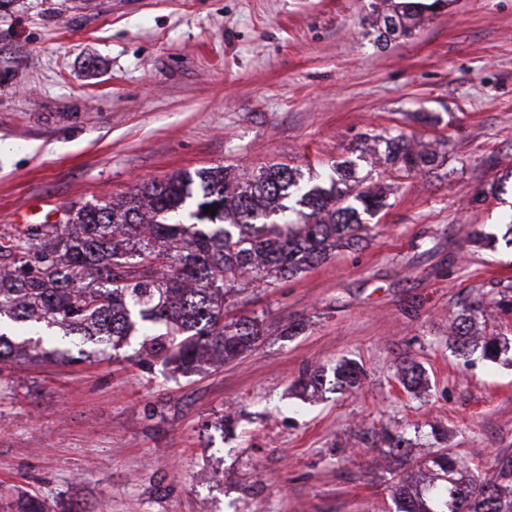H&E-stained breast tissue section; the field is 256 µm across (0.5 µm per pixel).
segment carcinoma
I'll return each instance as SVG.
<instances>
[{"instance_id":"obj_1","label":"carcinoma","mask_w":512,"mask_h":512,"mask_svg":"<svg viewBox=\"0 0 512 512\" xmlns=\"http://www.w3.org/2000/svg\"><path fill=\"white\" fill-rule=\"evenodd\" d=\"M426 8L402 0L383 17L385 33L409 31ZM387 161L412 173L434 166L437 154L406 142ZM336 170L339 179L328 187L302 186L301 174L282 164L246 180L224 166L183 171L71 209L64 229L38 224L1 242L11 266L0 269V365L104 355L137 331L141 360L182 374L237 358L263 336L264 320H224L229 299L273 275L290 278L370 233L361 215L377 212L383 197L342 166ZM206 206L216 214L204 213ZM481 309L478 303L460 317L456 341L465 343ZM333 376L354 388L361 371L344 361ZM383 442L388 453L432 474L422 492L396 485L397 512H505L500 481H512L511 464L481 480L446 448L418 462L404 434L388 431ZM15 512L52 510L26 496Z\"/></svg>"}]
</instances>
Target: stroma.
Returning a JSON list of instances; mask_svg holds the SVG:
<instances>
[{"mask_svg": "<svg viewBox=\"0 0 512 512\" xmlns=\"http://www.w3.org/2000/svg\"><path fill=\"white\" fill-rule=\"evenodd\" d=\"M385 0H0V236L181 171L273 164L327 177L408 140L434 169L386 166L368 239L228 312L265 319L242 358L171 375L140 362L0 366V498L84 512H395L407 474L380 445L445 447L478 478L512 461V0H448L379 38ZM345 359L358 387L302 392ZM414 362L421 376L403 381ZM232 416V432L217 419ZM440 427L447 440H435Z\"/></svg>", "mask_w": 512, "mask_h": 512, "instance_id": "35a3bbf8", "label": "stroma"}]
</instances>
